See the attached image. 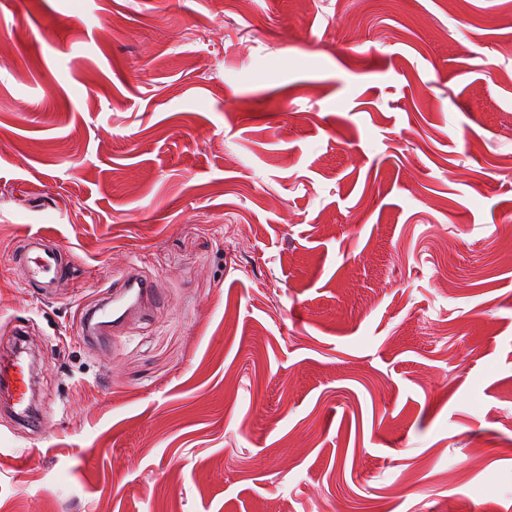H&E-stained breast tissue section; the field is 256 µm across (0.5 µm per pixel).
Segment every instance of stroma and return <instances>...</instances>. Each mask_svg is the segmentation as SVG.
Here are the masks:
<instances>
[{
	"label": "stroma",
	"mask_w": 512,
	"mask_h": 512,
	"mask_svg": "<svg viewBox=\"0 0 512 512\" xmlns=\"http://www.w3.org/2000/svg\"><path fill=\"white\" fill-rule=\"evenodd\" d=\"M18 344L0 512H512V0H0ZM25 253L20 258L27 279L44 285L63 271V251L51 237L43 233L25 236ZM120 281L121 284L119 288H122V291L119 294L113 291L112 303L120 301L122 298L136 289L138 299L147 298L148 288H153L152 284L145 277L133 272L124 274ZM21 354H17L11 362L6 365L5 371L1 369L2 391L6 389L14 395L16 404L22 405L29 388V378L24 366L21 364Z\"/></svg>",
	"instance_id": "1"
}]
</instances>
